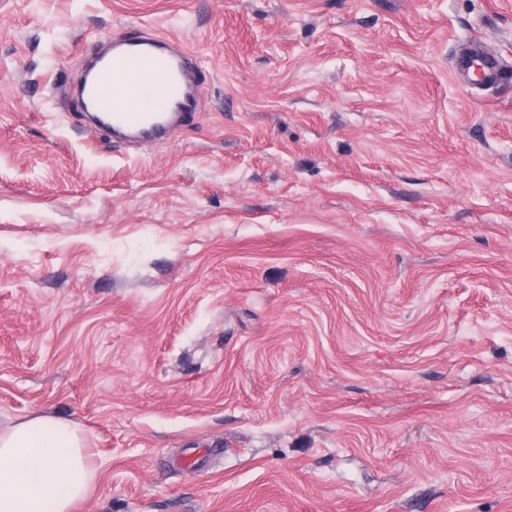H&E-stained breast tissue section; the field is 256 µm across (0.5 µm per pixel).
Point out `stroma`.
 <instances>
[{
    "mask_svg": "<svg viewBox=\"0 0 512 512\" xmlns=\"http://www.w3.org/2000/svg\"><path fill=\"white\" fill-rule=\"evenodd\" d=\"M145 30L203 107L64 101ZM512 0H0V429L84 431L76 512H512ZM457 70L462 78L469 83L465 73L474 76L483 83H495L504 74V67L499 58L485 54L476 47L470 48L468 52L461 55L458 60ZM470 84V83H469Z\"/></svg>",
    "mask_w": 512,
    "mask_h": 512,
    "instance_id": "35a3bbf8",
    "label": "stroma"
}]
</instances>
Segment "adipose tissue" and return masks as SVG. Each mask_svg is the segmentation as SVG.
Listing matches in <instances>:
<instances>
[{
    "instance_id": "ef3b65f1",
    "label": "adipose tissue",
    "mask_w": 512,
    "mask_h": 512,
    "mask_svg": "<svg viewBox=\"0 0 512 512\" xmlns=\"http://www.w3.org/2000/svg\"><path fill=\"white\" fill-rule=\"evenodd\" d=\"M95 478L68 419L34 415L0 431V512H73Z\"/></svg>"
}]
</instances>
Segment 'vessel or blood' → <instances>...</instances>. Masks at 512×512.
I'll return each mask as SVG.
<instances>
[{
    "mask_svg": "<svg viewBox=\"0 0 512 512\" xmlns=\"http://www.w3.org/2000/svg\"><path fill=\"white\" fill-rule=\"evenodd\" d=\"M192 53L158 36L121 38L83 83L82 96L93 107L99 129L127 145L165 140L173 125L193 121L201 86ZM457 69L480 82L499 81V58L470 48Z\"/></svg>",
    "mask_w": 512,
    "mask_h": 512,
    "instance_id": "b4317fda",
    "label": "vessel or blood"
}]
</instances>
